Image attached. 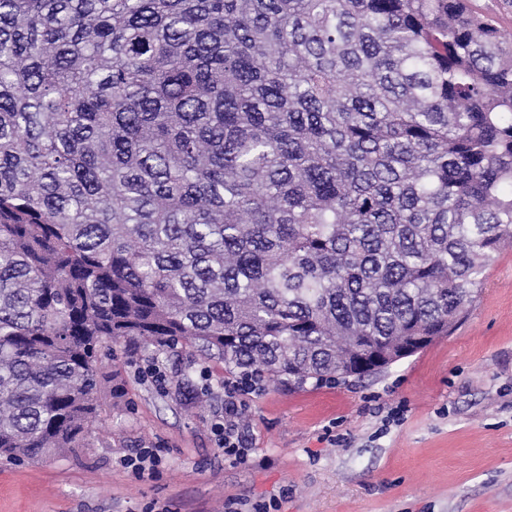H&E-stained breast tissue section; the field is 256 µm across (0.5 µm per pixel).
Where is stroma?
<instances>
[{"mask_svg":"<svg viewBox=\"0 0 512 512\" xmlns=\"http://www.w3.org/2000/svg\"><path fill=\"white\" fill-rule=\"evenodd\" d=\"M103 368L125 387L105 401L89 445L0 462V512H512V248L501 251L466 320L379 374L246 396L247 463L224 459L222 367L190 402L160 354L163 382L140 352L113 345ZM157 451L154 475L129 465Z\"/></svg>","mask_w":512,"mask_h":512,"instance_id":"35a3bbf8","label":"stroma"}]
</instances>
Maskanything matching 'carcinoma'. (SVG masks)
I'll return each mask as SVG.
<instances>
[{
	"label": "carcinoma",
	"instance_id": "1",
	"mask_svg": "<svg viewBox=\"0 0 512 512\" xmlns=\"http://www.w3.org/2000/svg\"><path fill=\"white\" fill-rule=\"evenodd\" d=\"M470 0H0V457L112 342L302 387L448 335L512 240V32Z\"/></svg>",
	"mask_w": 512,
	"mask_h": 512
}]
</instances>
